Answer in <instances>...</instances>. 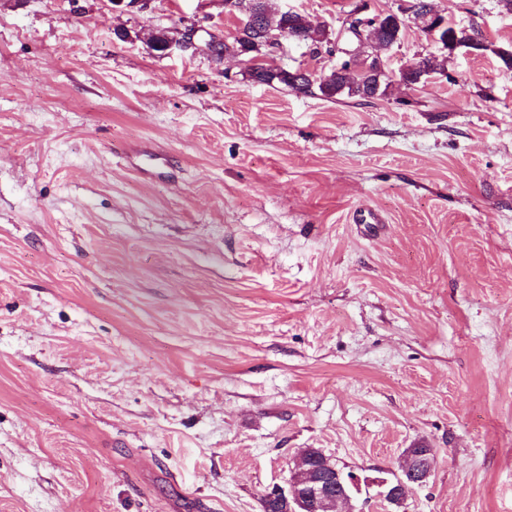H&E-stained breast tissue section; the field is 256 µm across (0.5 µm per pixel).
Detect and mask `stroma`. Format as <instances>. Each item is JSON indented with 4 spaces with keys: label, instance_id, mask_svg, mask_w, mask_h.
<instances>
[{
    "label": "stroma",
    "instance_id": "stroma-1",
    "mask_svg": "<svg viewBox=\"0 0 512 512\" xmlns=\"http://www.w3.org/2000/svg\"><path fill=\"white\" fill-rule=\"evenodd\" d=\"M431 3L487 52L363 100L151 50L224 0H0V512H263L305 448L431 449L345 512H512V12ZM403 456L404 464L401 468L404 473L403 478L400 477L397 483L392 484L376 480L378 484L381 483V487L386 485L384 493H380L379 498L388 505L402 504L409 488L423 485L431 474V458L432 462L434 459L431 457L430 449L424 448L422 453L404 454Z\"/></svg>",
    "mask_w": 512,
    "mask_h": 512
}]
</instances>
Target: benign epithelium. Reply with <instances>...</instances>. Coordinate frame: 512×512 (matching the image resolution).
Returning a JSON list of instances; mask_svg holds the SVG:
<instances>
[{
	"mask_svg": "<svg viewBox=\"0 0 512 512\" xmlns=\"http://www.w3.org/2000/svg\"><path fill=\"white\" fill-rule=\"evenodd\" d=\"M368 0H360L359 7L351 13L345 21L349 31L357 35V47L354 49L332 48L329 53L341 54L340 62L347 64L349 71H362L370 64L376 65V72L385 71L383 59L372 55L366 48L373 42L366 39L365 31L371 16L367 15ZM389 31L400 34L406 32L409 26L424 28L435 36V32L445 25V18L438 10L428 12L421 8L417 0H401L397 11L387 13ZM202 28L193 24L181 31V38L169 40L165 45V52L175 49L188 51L196 47L195 37ZM257 41L262 43L267 53H278L285 49V44L295 43L298 38L292 36L288 30L258 29ZM431 450L426 448L415 455H404L402 471L404 477L398 482L386 485L380 499L389 505L404 502L409 488L421 486L426 483L431 474ZM343 484L342 469L332 458L324 454H302V460L297 462V468L291 471L288 487L273 486L267 491L266 497L275 500L282 512H334L341 502H349V498L336 494V489Z\"/></svg>",
	"mask_w": 512,
	"mask_h": 512,
	"instance_id": "benign-epithelium-1",
	"label": "benign epithelium"
}]
</instances>
